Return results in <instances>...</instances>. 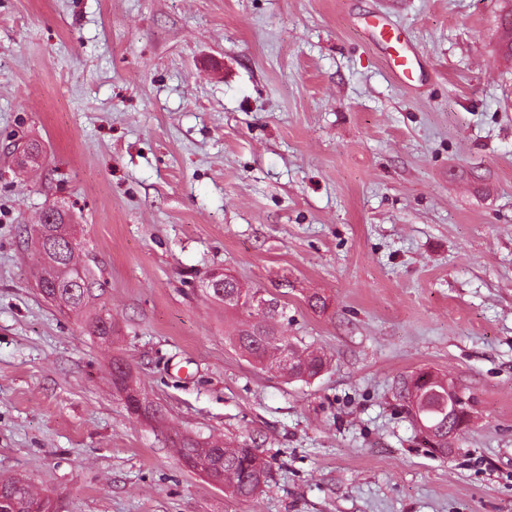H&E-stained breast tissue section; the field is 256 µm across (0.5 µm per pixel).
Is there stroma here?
I'll list each match as a JSON object with an SVG mask.
<instances>
[{"mask_svg":"<svg viewBox=\"0 0 512 512\" xmlns=\"http://www.w3.org/2000/svg\"><path fill=\"white\" fill-rule=\"evenodd\" d=\"M376 16L422 57L414 86ZM510 20L512 0H0V478L53 512H512ZM56 204L103 283L80 312L36 288L27 231ZM215 269L327 370L242 355ZM103 308L108 344L84 328ZM116 358L159 419L128 412ZM419 371L473 400L451 454L399 396ZM186 434L259 449L268 487L225 495ZM379 36L387 50H391L388 53V59L393 76L406 85H411L413 60L402 45L401 34L395 28L390 27L389 24H383Z\"/></svg>","mask_w":512,"mask_h":512,"instance_id":"35a3bbf8","label":"stroma"}]
</instances>
